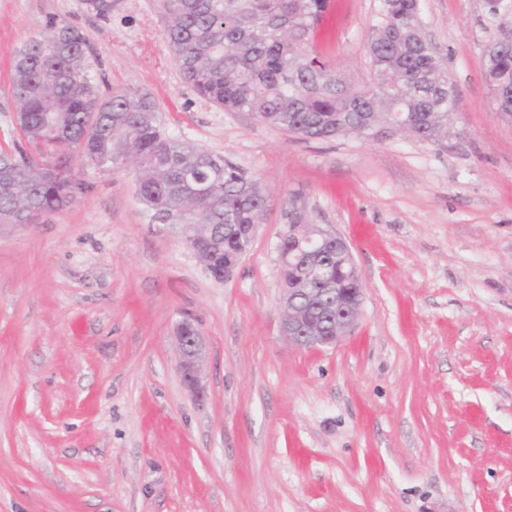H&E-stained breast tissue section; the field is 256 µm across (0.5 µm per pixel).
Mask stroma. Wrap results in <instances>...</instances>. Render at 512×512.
Masks as SVG:
<instances>
[{
  "label": "stroma",
  "instance_id": "1",
  "mask_svg": "<svg viewBox=\"0 0 512 512\" xmlns=\"http://www.w3.org/2000/svg\"><path fill=\"white\" fill-rule=\"evenodd\" d=\"M380 0H334L318 43L362 87ZM56 17L100 94L151 96L166 130L257 178L268 210L233 277L149 223L131 169L0 230V512H512V122L492 105L485 0H420L457 107L447 139L315 141L227 112L183 78L158 0H0V146L10 72ZM351 246L355 329L304 350L280 331L288 202ZM206 339L205 398L175 331ZM178 367L186 389L195 397L202 396V367L207 356L204 336L189 320H182L176 328Z\"/></svg>",
  "mask_w": 512,
  "mask_h": 512
}]
</instances>
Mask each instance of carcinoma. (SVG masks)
I'll use <instances>...</instances> for the list:
<instances>
[{"label":"carcinoma","instance_id":"carcinoma-1","mask_svg":"<svg viewBox=\"0 0 512 512\" xmlns=\"http://www.w3.org/2000/svg\"><path fill=\"white\" fill-rule=\"evenodd\" d=\"M416 0H381L367 37L370 85L355 88L317 51L316 32L329 0H161L167 46L184 79L232 112L307 140L351 131L382 139L404 133L434 144L448 137L456 94L415 18ZM91 51L70 24L48 19L13 59L11 90L27 143L63 176L33 171L28 151L0 148V217L24 224L29 214L66 208L84 189L73 174L72 145L93 123L100 142L90 162L129 167L152 222L180 231L219 276L253 240L238 224H260L267 196L257 180L220 155L169 135L154 101L127 89L102 99L91 77ZM485 79L496 114L512 118V38L487 49ZM327 272L342 288L360 287L344 252L326 248Z\"/></svg>","mask_w":512,"mask_h":512}]
</instances>
